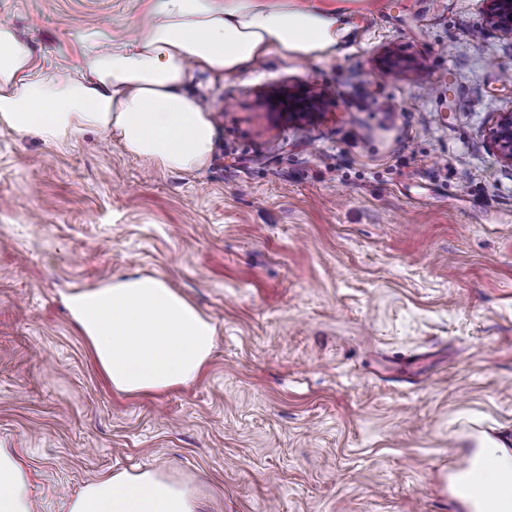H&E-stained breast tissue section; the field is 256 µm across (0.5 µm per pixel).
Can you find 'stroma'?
<instances>
[{
    "label": "stroma",
    "instance_id": "stroma-1",
    "mask_svg": "<svg viewBox=\"0 0 512 512\" xmlns=\"http://www.w3.org/2000/svg\"><path fill=\"white\" fill-rule=\"evenodd\" d=\"M158 0H0L35 62L76 67ZM487 0H358L333 53L193 70L210 164L164 172L87 133L0 131V448L40 512L134 467L203 512H463L448 474L512 434V37ZM315 95L295 118L287 96ZM162 275L216 328L202 376L124 394L62 304ZM489 135L501 159L512 166V112L498 113Z\"/></svg>",
    "mask_w": 512,
    "mask_h": 512
}]
</instances>
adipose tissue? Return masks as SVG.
Returning a JSON list of instances; mask_svg holds the SVG:
<instances>
[{
    "mask_svg": "<svg viewBox=\"0 0 512 512\" xmlns=\"http://www.w3.org/2000/svg\"><path fill=\"white\" fill-rule=\"evenodd\" d=\"M351 0L325 8L268 0H162L137 36L85 39L79 64L61 72L34 64L29 47L0 26V130L62 148L87 131L118 141L159 170L194 172L211 161L215 129L180 92L193 69L240 73L277 53L331 52L347 29ZM95 361L116 390L159 392L195 380L210 359L216 328L163 277L115 276L62 296ZM466 512H512V440L476 437L466 466L450 477ZM201 485L156 470H120L87 483L67 512H199ZM0 512H36L31 473L0 450Z\"/></svg>",
    "mask_w": 512,
    "mask_h": 512,
    "instance_id": "ef3b65f1",
    "label": "adipose tissue"
}]
</instances>
